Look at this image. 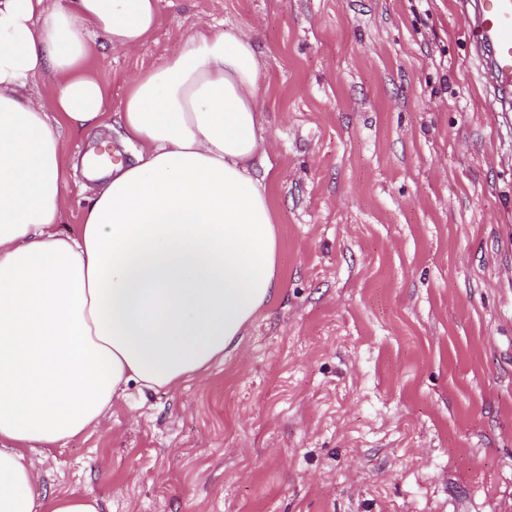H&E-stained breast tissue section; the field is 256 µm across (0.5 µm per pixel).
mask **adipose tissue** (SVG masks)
<instances>
[{
	"instance_id": "obj_1",
	"label": "adipose tissue",
	"mask_w": 512,
	"mask_h": 512,
	"mask_svg": "<svg viewBox=\"0 0 512 512\" xmlns=\"http://www.w3.org/2000/svg\"><path fill=\"white\" fill-rule=\"evenodd\" d=\"M159 0H0V512H101L47 492L26 453L98 423L129 382L174 388L236 348L278 296L252 44L202 28L130 83L125 164L60 229L62 131L99 125L91 40L142 46ZM54 87L52 106L28 94Z\"/></svg>"
}]
</instances>
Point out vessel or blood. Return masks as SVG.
Instances as JSON below:
<instances>
[{"instance_id":"vessel-or-blood-1","label":"vessel or blood","mask_w":512,"mask_h":512,"mask_svg":"<svg viewBox=\"0 0 512 512\" xmlns=\"http://www.w3.org/2000/svg\"><path fill=\"white\" fill-rule=\"evenodd\" d=\"M467 28L493 110L512 112V0H474Z\"/></svg>"}]
</instances>
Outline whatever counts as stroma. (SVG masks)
Returning a JSON list of instances; mask_svg holds the SVG:
<instances>
[{
  "label": "stroma",
  "instance_id": "obj_1",
  "mask_svg": "<svg viewBox=\"0 0 512 512\" xmlns=\"http://www.w3.org/2000/svg\"><path fill=\"white\" fill-rule=\"evenodd\" d=\"M201 26L261 64L279 297L200 378L129 383L31 452L42 485L103 512H512V121L460 0H159L142 47L92 42L106 112L64 135L62 231L128 85Z\"/></svg>",
  "mask_w": 512,
  "mask_h": 512
}]
</instances>
